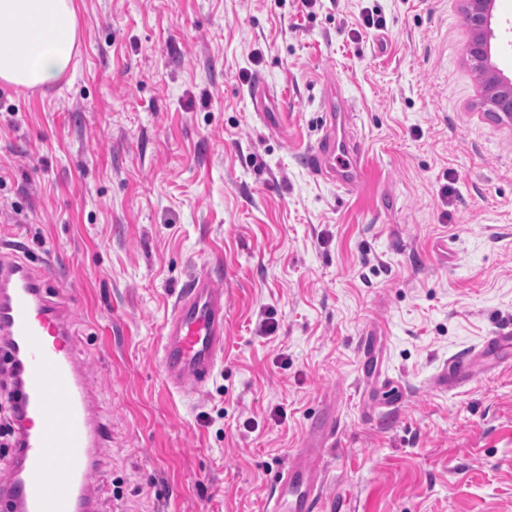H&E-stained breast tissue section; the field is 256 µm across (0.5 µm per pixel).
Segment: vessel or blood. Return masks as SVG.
<instances>
[{"mask_svg": "<svg viewBox=\"0 0 512 512\" xmlns=\"http://www.w3.org/2000/svg\"><path fill=\"white\" fill-rule=\"evenodd\" d=\"M347 121L343 101L328 95L322 136L304 160L315 176L352 188L364 173ZM70 336L69 317L48 299L41 271L0 248V340L12 355L25 414L6 487L16 512H98L90 475L102 437ZM162 339L166 383L179 390L204 386L224 353V298L211 277L182 289ZM511 356L512 331L493 333L470 355L449 358L442 381L467 383ZM336 429L330 411L310 423L304 447L276 480L270 512H355L323 487L324 454Z\"/></svg>", "mask_w": 512, "mask_h": 512, "instance_id": "b4317fda", "label": "vessel or blood"}]
</instances>
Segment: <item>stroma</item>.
Listing matches in <instances>:
<instances>
[{
    "mask_svg": "<svg viewBox=\"0 0 512 512\" xmlns=\"http://www.w3.org/2000/svg\"><path fill=\"white\" fill-rule=\"evenodd\" d=\"M74 2L71 81L0 83V241L69 314L104 429L100 512H266L327 408L328 491L512 512V365L439 383L512 328V122L480 107L461 0ZM492 26L512 78V0ZM332 85L369 168L349 191L301 160ZM206 274L224 355L171 391L162 328ZM371 325L395 403L357 371Z\"/></svg>",
    "mask_w": 512,
    "mask_h": 512,
    "instance_id": "35a3bbf8",
    "label": "stroma"
}]
</instances>
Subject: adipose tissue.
<instances>
[{"label":"adipose tissue","mask_w":512,"mask_h":512,"mask_svg":"<svg viewBox=\"0 0 512 512\" xmlns=\"http://www.w3.org/2000/svg\"><path fill=\"white\" fill-rule=\"evenodd\" d=\"M77 35L74 0H0V81L23 88L69 81Z\"/></svg>","instance_id":"ef3b65f1"}]
</instances>
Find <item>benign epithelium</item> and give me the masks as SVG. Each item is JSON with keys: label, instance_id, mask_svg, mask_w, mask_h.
<instances>
[{"label": "benign epithelium", "instance_id": "obj_1", "mask_svg": "<svg viewBox=\"0 0 512 512\" xmlns=\"http://www.w3.org/2000/svg\"><path fill=\"white\" fill-rule=\"evenodd\" d=\"M464 19L470 30L466 60L480 78L484 111L512 120V79L505 77L491 61V40L495 0H462Z\"/></svg>", "mask_w": 512, "mask_h": 512}]
</instances>
